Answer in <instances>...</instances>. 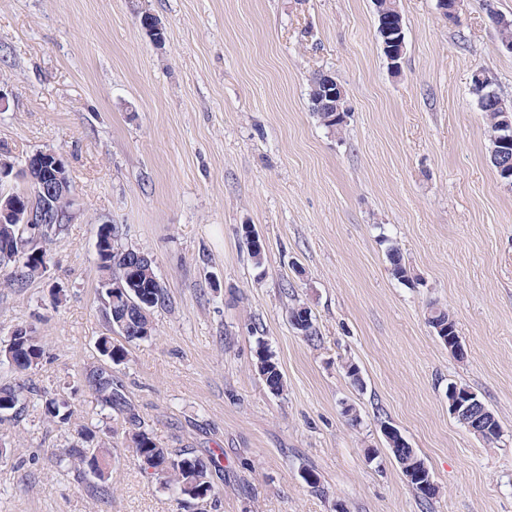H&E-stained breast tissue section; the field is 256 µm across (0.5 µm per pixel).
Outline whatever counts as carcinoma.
<instances>
[{"label": "carcinoma", "mask_w": 512, "mask_h": 512, "mask_svg": "<svg viewBox=\"0 0 512 512\" xmlns=\"http://www.w3.org/2000/svg\"><path fill=\"white\" fill-rule=\"evenodd\" d=\"M311 110L321 124L333 133L342 130L343 124L336 121V113L325 112L315 102H310ZM44 166L33 165L23 174L24 185H16L12 191L20 199L28 200L36 208H41L44 200L40 194ZM62 224H1L0 245L11 251L0 257V284L9 288H21L47 270L50 254L46 241L61 232ZM97 267L100 272L99 297L108 325V334L97 338L96 350L104 361L85 374L84 387L92 392L101 410L116 412L126 416L130 428L126 441L131 457L141 469L152 470L163 487L172 489L183 499H189L192 492L198 493L206 501L215 494L212 468L215 455L200 457L192 453L174 454L155 441L145 422L135 412L124 392L121 381L112 376V366L120 365L127 359L126 345L146 340L155 334L154 312L169 305L166 289L160 287L155 272V262L144 251L133 248V253L122 255L124 230L118 224H101L96 234ZM393 276L405 281L410 278L401 253L391 249L388 253ZM150 300L142 304L131 292ZM428 323L443 342L457 336V325L453 317L444 309L430 310ZM123 341L117 343L112 335ZM46 355L35 327L19 325L10 333L5 344L0 347V366H7L15 373L24 374L35 369ZM256 368L269 391L279 395L284 389V379L273 354L263 342H258ZM33 394L34 390L25 385L0 387V421L14 420L21 416L27 407L23 393ZM45 416L60 424L70 420L69 404L54 397L42 399ZM81 444L64 449L60 460L66 461L106 486L112 478V452L98 431L89 427L79 432Z\"/></svg>", "instance_id": "1"}]
</instances>
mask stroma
<instances>
[{
    "instance_id": "1",
    "label": "stroma",
    "mask_w": 512,
    "mask_h": 512,
    "mask_svg": "<svg viewBox=\"0 0 512 512\" xmlns=\"http://www.w3.org/2000/svg\"><path fill=\"white\" fill-rule=\"evenodd\" d=\"M397 6L396 72L374 0H0V152L62 151L75 212L45 275L0 287V340L31 323L47 349L0 384L33 383L71 412L62 425L30 405L0 422V512H512V187L471 86L484 70L512 104V52L483 0H457L450 18L438 0ZM145 10L165 42L142 29ZM320 71L347 91L338 133L310 108ZM106 221L153 255L172 301L112 373L162 447L221 449L203 507L140 469L125 416L78 387L107 332ZM392 248L409 281L391 274ZM297 305L314 342L288 320ZM434 307L462 356L429 326ZM261 342L284 376L277 396L255 368ZM452 382L493 411L498 442L449 414ZM91 423L112 446L104 490L56 460ZM387 423L431 471L430 508L389 455ZM428 323L436 335L445 343L457 336V325L453 317L445 309H431ZM446 344V343H445Z\"/></svg>"
}]
</instances>
